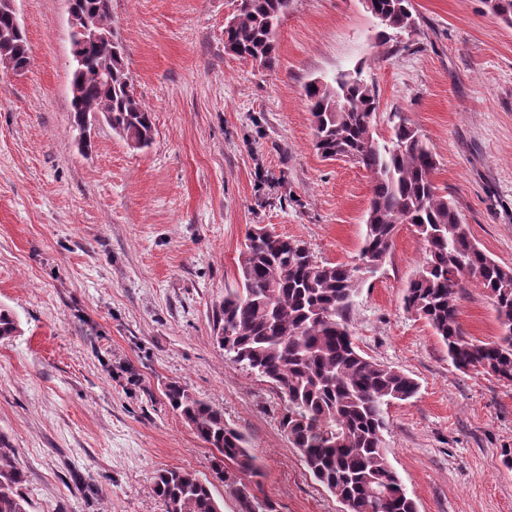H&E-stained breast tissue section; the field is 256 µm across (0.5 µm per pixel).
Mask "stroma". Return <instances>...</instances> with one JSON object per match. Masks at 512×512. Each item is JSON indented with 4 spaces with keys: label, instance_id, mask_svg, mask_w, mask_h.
Segmentation results:
<instances>
[{
    "label": "stroma",
    "instance_id": "stroma-1",
    "mask_svg": "<svg viewBox=\"0 0 512 512\" xmlns=\"http://www.w3.org/2000/svg\"><path fill=\"white\" fill-rule=\"evenodd\" d=\"M418 29L374 46L363 0H292L273 68L224 49L235 0H112L135 95L155 138L130 148L100 122L71 131L64 0H17L30 63L0 73V431L26 472L29 512H166L169 468L212 475V450L169 407L176 382L223 409L257 457L277 512H341L280 426L271 384L224 358L214 316L239 281L255 227L348 263L365 230L370 178L312 147L305 84L360 69L380 107L433 148L436 184L472 239L512 265V27L483 0H413ZM424 259L413 226L355 299L357 345L420 385L384 412L389 462L419 512H512V385L462 372L404 290ZM465 333L489 341L492 300L468 284Z\"/></svg>",
    "mask_w": 512,
    "mask_h": 512
}]
</instances>
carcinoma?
<instances>
[{
  "instance_id": "1",
  "label": "carcinoma",
  "mask_w": 512,
  "mask_h": 512,
  "mask_svg": "<svg viewBox=\"0 0 512 512\" xmlns=\"http://www.w3.org/2000/svg\"><path fill=\"white\" fill-rule=\"evenodd\" d=\"M292 0H237L224 27L230 54L266 68L278 54L276 31ZM105 26L112 0H76ZM488 11L512 25V0H484ZM412 0H373L380 30L374 47L389 55L395 35L414 28ZM0 52L24 69L25 32L13 33L0 9ZM82 69L71 72L72 125L105 108L112 130L142 149L155 135L153 112L134 94L121 40L112 49L84 46ZM112 80H98L100 69ZM303 97L313 117L314 147L326 159L346 158L371 179L362 246L350 263L319 260L305 244L252 233L239 256L238 287L215 314L224 357L270 383L284 402L281 427L308 472L349 512H418L392 468L385 443L384 408L414 397L419 383L380 363L354 341L351 315L360 285L390 254L400 224L415 227L425 258L405 290V307L424 319L445 344L448 361L463 372L482 369L512 385V266L488 256L472 240L454 202L435 183L437 157L408 119L391 113V133L375 137L378 100L360 74L308 82ZM474 279L490 294L497 318L511 320L491 341L473 339L459 322L458 300ZM20 333L13 313L0 307V340ZM166 397L193 433L213 450L215 477L234 486L239 512H277L276 504L243 481L258 473L245 436L224 420V410L177 383ZM25 472L16 449L0 433V512H28ZM153 492L166 512H222L212 482L179 468L157 473Z\"/></svg>"
}]
</instances>
